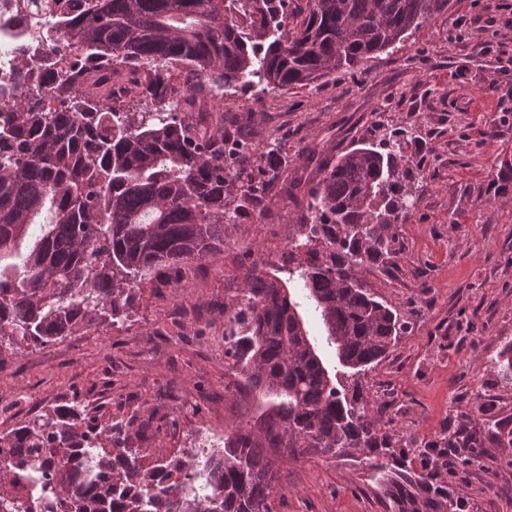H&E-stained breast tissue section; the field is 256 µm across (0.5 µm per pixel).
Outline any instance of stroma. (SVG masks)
Masks as SVG:
<instances>
[{
	"label": "stroma",
	"instance_id": "35a3bbf8",
	"mask_svg": "<svg viewBox=\"0 0 512 512\" xmlns=\"http://www.w3.org/2000/svg\"><path fill=\"white\" fill-rule=\"evenodd\" d=\"M511 18L490 0H451L447 16L355 72L289 91L228 92L225 129L252 112V143L288 145L273 222L241 217L206 260L142 271L126 320L105 316L46 345H0V433L74 400L104 421L147 422L142 447L167 456L197 452L195 433L213 418L232 431L257 404L224 391L225 295L251 263L280 265L309 189L337 155L401 128L429 150L391 265L360 279L406 328L360 384L375 401L393 396L378 417L398 451L445 428L501 432L486 441L483 465L452 458L441 479L460 512H512V375L498 364L512 344V196L488 192L498 162L512 158L503 118L512 111ZM274 510L386 512V502L360 458L306 456L281 470Z\"/></svg>",
	"mask_w": 512,
	"mask_h": 512
}]
</instances>
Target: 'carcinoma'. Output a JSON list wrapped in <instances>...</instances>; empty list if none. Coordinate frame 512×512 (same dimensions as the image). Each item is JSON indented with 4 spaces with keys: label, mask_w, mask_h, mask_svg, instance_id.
I'll list each match as a JSON object with an SVG mask.
<instances>
[{
    "label": "carcinoma",
    "mask_w": 512,
    "mask_h": 512,
    "mask_svg": "<svg viewBox=\"0 0 512 512\" xmlns=\"http://www.w3.org/2000/svg\"><path fill=\"white\" fill-rule=\"evenodd\" d=\"M450 0H17L31 20L55 14L59 40L112 62V73L144 62L181 69L136 74L152 109L119 112L76 92L73 61L48 75L58 105L34 87L0 111V337L46 345L86 329L97 313L122 319L141 270L179 268L220 250L224 225L272 217L269 190L283 172L281 144L259 154L232 142L224 116L178 111L229 89L269 92L329 80L448 14ZM411 156L401 139L343 152L309 191L312 223L288 248V281L254 265L224 300V363L258 412L224 437L206 461L151 459L129 446L120 423L104 424L76 401L0 435L9 492L0 512H273L281 466L305 455L366 456L388 512H457L437 482L448 449L480 438L443 430L423 464L376 461L390 452L372 403L340 390L305 327L291 288L305 291L339 364L358 377L394 345L405 325L360 284L357 273L387 267L412 197ZM493 196L512 191L502 159ZM48 209L33 246L34 217Z\"/></svg>",
    "instance_id": "1"
}]
</instances>
